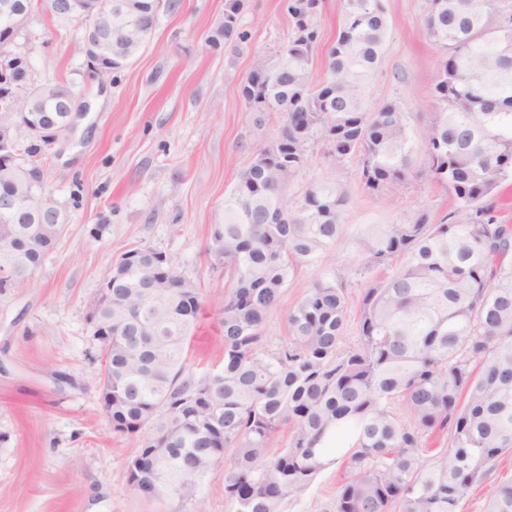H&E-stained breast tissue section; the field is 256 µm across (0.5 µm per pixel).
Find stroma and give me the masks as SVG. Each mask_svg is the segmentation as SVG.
Returning a JSON list of instances; mask_svg holds the SVG:
<instances>
[{
    "label": "stroma",
    "instance_id": "35a3bbf8",
    "mask_svg": "<svg viewBox=\"0 0 512 512\" xmlns=\"http://www.w3.org/2000/svg\"><path fill=\"white\" fill-rule=\"evenodd\" d=\"M286 0H243V43L211 48L224 0H180L160 13L146 49L104 79L83 66L81 32L37 10L32 83L64 81L74 92L73 126L42 145L38 162L66 228L28 279L0 289V512H228L224 467L206 475L193 500L138 498L127 487L135 439L114 433L102 412L100 346L88 324L103 275L130 249L165 253L206 294L188 343L194 369L222 366L219 327L224 266L210 258L213 225L224 221V194L260 147L275 139L279 113L256 125L240 87L254 61L273 57L290 34ZM391 20L369 91L370 109L387 102L409 114V136L434 119L441 48L425 36L428 0H384ZM340 0H322L310 71L322 82L336 36ZM356 183L355 161L337 166L314 146L287 191L296 203L307 181ZM455 204L446 184L410 178L398 192L356 191L346 233L328 256L302 266L266 317V348L287 336L289 308L331 267H361L358 237L368 224L403 213L439 223ZM342 466L322 470L288 512H327Z\"/></svg>",
    "mask_w": 512,
    "mask_h": 512
}]
</instances>
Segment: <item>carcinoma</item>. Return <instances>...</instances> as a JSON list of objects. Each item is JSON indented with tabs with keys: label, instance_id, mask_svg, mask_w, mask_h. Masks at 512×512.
Masks as SVG:
<instances>
[{
	"label": "carcinoma",
	"instance_id": "obj_1",
	"mask_svg": "<svg viewBox=\"0 0 512 512\" xmlns=\"http://www.w3.org/2000/svg\"><path fill=\"white\" fill-rule=\"evenodd\" d=\"M29 14L46 10L58 26L78 25L116 39L112 70L131 63L150 36L140 15L171 11L175 0H126L96 29L58 15L51 0H12ZM321 0H288V53L257 59L242 86L253 108L270 102L284 114L278 136L261 147L224 194V223L212 225L207 251L227 279L219 325L224 365L198 373L187 343L203 302L201 288H177L176 269L154 249H137L112 285L99 317L112 323L103 371L112 383V430L139 441L127 465L134 494L157 491L191 500L214 466L224 468L231 512H288L331 457L343 474L333 512H458L460 501L512 450V224L493 197L512 178V14L494 0H432L427 37L441 47L434 87L436 119L422 131L425 161L415 166L407 115L396 103L367 108L385 49L382 0H341L326 76L309 87ZM242 0H225L219 38L241 42ZM277 64L279 78L261 72ZM29 112H59L64 82L41 84ZM27 159L0 160V186L22 198L49 199L30 166L38 147L16 132ZM334 165L358 162L357 186L396 191L414 176L448 184L452 216L438 224L404 214L371 224L362 237L363 268L389 276L363 289L356 343L345 338L350 280L343 267L288 311V342L263 343V323L298 268L325 258L344 235L346 182L309 181L290 210L288 185L302 176L312 145ZM65 229L28 215H0V245L38 268ZM444 447L434 448L438 439ZM483 512H512V481L493 487Z\"/></svg>",
	"mask_w": 512,
	"mask_h": 512
}]
</instances>
